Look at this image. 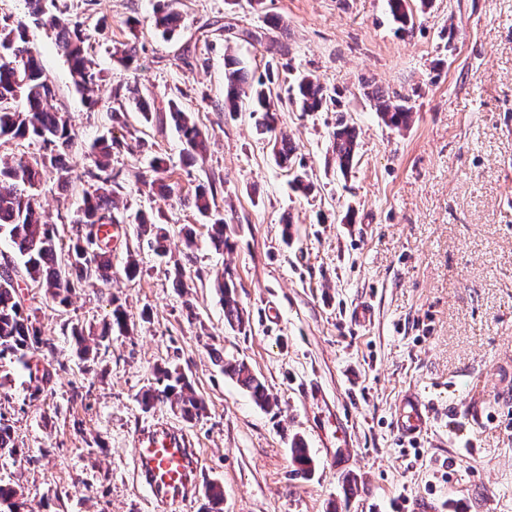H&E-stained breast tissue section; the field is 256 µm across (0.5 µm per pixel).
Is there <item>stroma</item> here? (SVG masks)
<instances>
[{
    "label": "stroma",
    "mask_w": 512,
    "mask_h": 512,
    "mask_svg": "<svg viewBox=\"0 0 512 512\" xmlns=\"http://www.w3.org/2000/svg\"><path fill=\"white\" fill-rule=\"evenodd\" d=\"M58 3L91 32L106 80L88 109L62 49L30 26L53 105L68 111L80 142L67 159L75 180L39 189L46 218L71 220L87 188L83 147L110 132L126 143L112 155L119 217L162 213L175 252L180 226L194 225L196 260L188 288L177 289L129 224L110 285L78 289L59 307L20 282L54 346L39 361L49 382L10 366L0 391V415L31 458L0 457V477L20 485L28 512H151L133 448L157 420L186 432L201 484L224 490V512H512V0H431L425 9L409 0L418 12L409 33L387 0H180L183 24L168 41L151 24L157 0ZM103 18L104 39L94 32ZM272 18L280 24L262 43L238 38ZM130 41L138 61L126 70L110 51ZM228 50L256 76L280 61L278 89L308 75L336 90L327 111L291 106L279 117L313 194L293 190L249 111L218 112ZM134 88L151 121L134 108ZM374 90L405 98L408 127L385 125ZM176 96L211 138L205 162L182 160L169 119ZM340 118L358 133L345 173L329 148ZM149 154L165 160L174 196L143 186ZM211 180L222 184L218 205L232 230L224 252L178 202ZM131 254L142 267L132 280L123 272ZM227 268L247 319L241 330L225 325L212 286ZM114 299L129 332L85 366L68 326H101ZM221 357L245 360L275 406H257ZM166 363L204 399L198 420L141 408ZM408 395L427 415L414 440L394 428ZM297 440L313 460L306 475L292 461Z\"/></svg>",
    "instance_id": "obj_1"
}]
</instances>
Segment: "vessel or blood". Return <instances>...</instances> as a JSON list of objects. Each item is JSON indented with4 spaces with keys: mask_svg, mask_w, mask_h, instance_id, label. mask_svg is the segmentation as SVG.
Listing matches in <instances>:
<instances>
[{
    "mask_svg": "<svg viewBox=\"0 0 512 512\" xmlns=\"http://www.w3.org/2000/svg\"><path fill=\"white\" fill-rule=\"evenodd\" d=\"M424 424L421 401L405 398L396 413V431L413 439ZM133 462L155 512H177L196 496L199 457L187 435L176 426L158 421L141 428L135 438Z\"/></svg>",
    "mask_w": 512,
    "mask_h": 512,
    "instance_id": "vessel-or-blood-1",
    "label": "vessel or blood"
}]
</instances>
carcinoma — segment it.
I'll list each match as a JSON object with an SVG mask.
<instances>
[{
  "mask_svg": "<svg viewBox=\"0 0 512 512\" xmlns=\"http://www.w3.org/2000/svg\"><path fill=\"white\" fill-rule=\"evenodd\" d=\"M29 16L47 27L56 44L64 51L74 91L91 107L98 104L93 98L94 88L102 80L101 71L89 57V35L80 22L56 8L55 0H27ZM394 21L403 32L414 28V14L408 0H388ZM183 16L177 9L176 0H161L153 14V24L164 37L174 35L182 26ZM113 57L124 67L137 60V45L125 44L113 52ZM55 95L51 81L44 74L37 50L28 38L27 24L18 19H0V139L31 141L40 145L36 156L20 155L0 160V238L7 239L20 264L6 258L0 263V362L7 360L33 371L31 360L44 351L53 350L49 340L42 338L36 326V316L27 309L25 299L16 284L20 279L31 281L41 288L60 306L70 302L76 289L89 282L107 284L112 280V246L110 239L99 235L105 224H121L113 201L118 183L112 175V150L123 142L108 134L97 138L90 146L91 163L82 178L89 184L82 203L72 221L66 254L58 256L61 236L58 225L43 220L38 187L43 179L53 177L60 186L71 183V169L67 156L76 145V133L70 118L64 112L52 108L50 100ZM281 98L275 91L271 75L254 79L240 61L224 55V106L219 111L235 115L249 104L253 111L261 113L257 127L262 133L274 134L269 140L276 162L288 170L295 165V148L287 136L275 134L277 110L273 98ZM286 99L301 112H319L336 105V91L304 76L294 88L286 91ZM380 114L390 126H408L410 108L391 98L377 95ZM170 117L183 144V161L194 165L204 161L209 142L197 126L192 113L183 109L180 100L170 102ZM332 151L336 165L347 172L357 153L355 127L344 120L336 123L332 132ZM149 167L154 177L148 182L150 189L173 192L166 183L167 166L164 159L155 157ZM218 191L214 183L199 184L183 198L184 204L206 218L210 224V241L217 251L232 247L228 234L229 223L218 211ZM137 237L146 242L149 250L159 257L167 256L169 230L153 214L140 211L134 219ZM180 233L186 252L185 262L173 264L171 275L177 287H185L187 264L192 262L195 231L185 224ZM215 288L224 302V322L232 329L245 325L243 313L237 301V289L231 272L216 281ZM112 319L96 337H91L83 326L74 324L70 336L77 355L88 360L100 353L103 342L114 334L128 333L127 315L118 301L111 300ZM224 374L249 392L253 401L262 408L271 405L270 396L261 379L248 364L239 359L224 361ZM179 409L188 420L200 417L204 409L188 377L178 368L165 366L157 369L154 382L140 395V404L146 411L163 404ZM18 457L19 462L33 463L30 456L16 448L12 428L0 415V455ZM19 491L9 481L0 479V512H26L18 499ZM206 496L210 512H223L224 493L215 483L207 486Z\"/></svg>",
  "mask_w": 512,
  "mask_h": 512,
  "instance_id": "1",
  "label": "carcinoma"
}]
</instances>
